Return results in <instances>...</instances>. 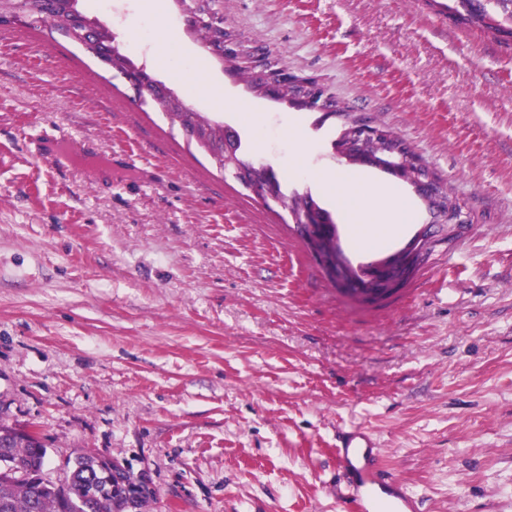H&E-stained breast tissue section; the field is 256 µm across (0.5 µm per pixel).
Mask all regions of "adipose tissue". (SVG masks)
<instances>
[{"instance_id":"obj_1","label":"adipose tissue","mask_w":512,"mask_h":512,"mask_svg":"<svg viewBox=\"0 0 512 512\" xmlns=\"http://www.w3.org/2000/svg\"><path fill=\"white\" fill-rule=\"evenodd\" d=\"M317 178L335 199L337 207L361 224L362 229L354 238L358 251H373L385 242V234L370 232V225L385 224L393 228L411 223L415 218L412 202L401 188L377 186L366 182L358 173L341 168L319 170Z\"/></svg>"}]
</instances>
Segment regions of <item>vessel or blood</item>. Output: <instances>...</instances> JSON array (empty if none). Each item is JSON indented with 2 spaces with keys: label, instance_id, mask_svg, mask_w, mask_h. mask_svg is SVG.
<instances>
[{
  "label": "vessel or blood",
  "instance_id": "vessel-or-blood-1",
  "mask_svg": "<svg viewBox=\"0 0 512 512\" xmlns=\"http://www.w3.org/2000/svg\"><path fill=\"white\" fill-rule=\"evenodd\" d=\"M334 452L338 512H423L422 501L393 475L366 428H338Z\"/></svg>",
  "mask_w": 512,
  "mask_h": 512
}]
</instances>
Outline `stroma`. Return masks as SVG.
I'll list each match as a JSON object with an SVG mask.
<instances>
[{
    "label": "stroma",
    "mask_w": 512,
    "mask_h": 512,
    "mask_svg": "<svg viewBox=\"0 0 512 512\" xmlns=\"http://www.w3.org/2000/svg\"><path fill=\"white\" fill-rule=\"evenodd\" d=\"M130 57L285 194L323 200L344 122L253 94L223 66L156 62L158 19ZM437 0H222L226 25L395 130L472 222L401 292L340 294L288 214L249 197L119 74L49 28L0 27V422L32 425L46 480L93 454L147 473L149 512H336L340 426L372 430L426 512H512V40ZM223 87L235 112L195 98ZM62 129L63 170L42 132ZM310 148L296 154L294 133ZM353 265L401 249L431 217Z\"/></svg>",
    "instance_id": "obj_1"
}]
</instances>
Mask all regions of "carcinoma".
<instances>
[{"mask_svg": "<svg viewBox=\"0 0 512 512\" xmlns=\"http://www.w3.org/2000/svg\"><path fill=\"white\" fill-rule=\"evenodd\" d=\"M85 0H0V18L37 29L48 26L71 41L81 45L95 58L104 54L119 62L116 72L126 73L125 66L135 65L126 49L116 42L112 30L104 26L99 18L89 13ZM183 20L188 35L202 43L207 52H212L211 42L224 35H239L234 28L224 25L218 8L219 0H208L209 10H195L196 0H173ZM458 21L466 26L478 27L493 34L512 37V0H453ZM236 74L243 79L248 89L258 94L263 91L262 80L250 66L240 61ZM318 83L308 86L286 84L281 87L275 100L295 106L300 96H314ZM151 101L168 114L172 122L183 129L197 130L196 144L212 157L215 166L222 170L224 164L214 157L215 147L224 144L227 131L224 123L193 111L180 97L167 99L153 97ZM278 205L288 213L292 223L300 225L313 215L323 216L329 223L320 225L322 240L338 245L336 222L333 214L321 207L311 194L279 193ZM8 458L9 467L0 466V512H66L63 503L69 501L78 506L77 512H144L155 497L152 488H145L138 495L127 498L125 489L118 481L100 478V465L94 455L85 454L76 458L63 483L46 482L41 474L48 463V451L41 441L15 434V427L0 423V459Z\"/></svg>", "mask_w": 512, "mask_h": 512, "instance_id": "1", "label": "carcinoma"}]
</instances>
